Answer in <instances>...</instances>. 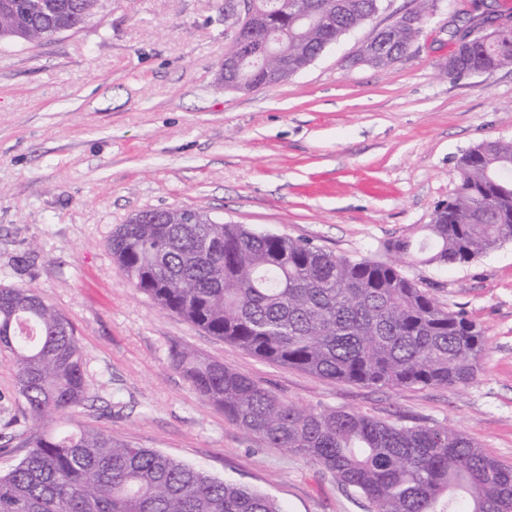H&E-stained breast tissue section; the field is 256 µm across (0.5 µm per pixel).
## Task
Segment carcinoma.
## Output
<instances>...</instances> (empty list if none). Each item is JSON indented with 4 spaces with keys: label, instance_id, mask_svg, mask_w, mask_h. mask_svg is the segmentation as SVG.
Returning a JSON list of instances; mask_svg holds the SVG:
<instances>
[{
    "label": "carcinoma",
    "instance_id": "carcinoma-1",
    "mask_svg": "<svg viewBox=\"0 0 512 512\" xmlns=\"http://www.w3.org/2000/svg\"><path fill=\"white\" fill-rule=\"evenodd\" d=\"M0 0V41L36 43L78 30L101 0ZM383 0H256L258 41L295 71L377 14ZM502 19L492 6L468 18ZM412 30L393 24L361 49L375 68L399 62ZM512 65V33L449 57L459 77ZM455 193L418 234L385 244L409 265H465L512 240V142L484 141L457 161ZM122 224L110 248L137 290L209 334L267 362L336 382L401 389L473 381L485 341L461 311L446 309L394 262L338 256L312 243L242 224ZM0 348L38 424L30 451L0 472V512H284L250 487L134 445L76 419L86 399L85 355L70 323L33 288H0ZM208 404L268 444L298 453L364 496L370 512H512V464L446 426H407L345 409L300 407L224 363L184 349L174 357ZM59 418L68 429L39 426Z\"/></svg>",
    "mask_w": 512,
    "mask_h": 512
}]
</instances>
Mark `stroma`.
<instances>
[{
	"mask_svg": "<svg viewBox=\"0 0 512 512\" xmlns=\"http://www.w3.org/2000/svg\"><path fill=\"white\" fill-rule=\"evenodd\" d=\"M493 0H439L402 61L375 68L361 45L416 0H384L292 78L222 91L234 27L224 0H108L83 28L0 43V288L30 287L72 324L86 355L82 425L274 497L286 512H369L323 466L269 447L204 402L176 349L224 362L301 406L464 432L512 463V241L471 263L407 267L486 346L476 379L399 390L332 382L263 361L161 310L108 247L141 211L189 209L305 239L349 258L430 223L459 183L457 160L512 141V66L443 70L451 16ZM33 430L0 350V466Z\"/></svg>",
	"mask_w": 512,
	"mask_h": 512,
	"instance_id": "1",
	"label": "stroma"
}]
</instances>
